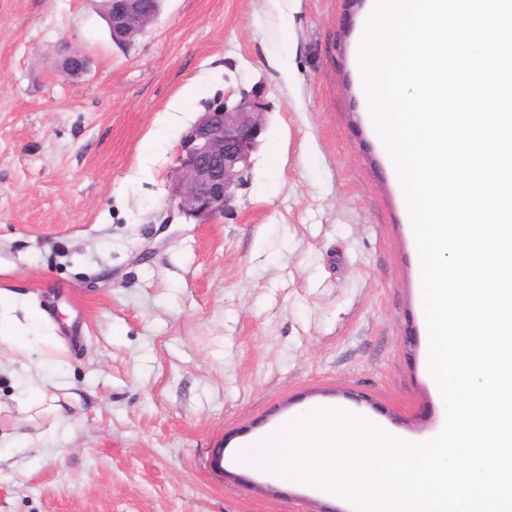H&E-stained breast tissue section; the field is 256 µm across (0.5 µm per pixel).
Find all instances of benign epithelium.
<instances>
[{
    "mask_svg": "<svg viewBox=\"0 0 512 512\" xmlns=\"http://www.w3.org/2000/svg\"><path fill=\"white\" fill-rule=\"evenodd\" d=\"M161 2L109 0L105 18L112 40L126 44L144 32L160 15ZM63 68L79 76L86 70V60L72 53L64 58ZM265 127V112L246 98L232 107L224 104L202 113L183 140L171 177V208L198 218L224 213Z\"/></svg>",
    "mask_w": 512,
    "mask_h": 512,
    "instance_id": "7a95c632",
    "label": "benign epithelium"
}]
</instances>
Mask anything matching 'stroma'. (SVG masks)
Here are the masks:
<instances>
[{"label":"stroma","mask_w":512,"mask_h":512,"mask_svg":"<svg viewBox=\"0 0 512 512\" xmlns=\"http://www.w3.org/2000/svg\"><path fill=\"white\" fill-rule=\"evenodd\" d=\"M369 3L164 0L120 48L101 0H0V290L70 406L0 447V512H353L238 453L317 406L439 425L357 69ZM244 97L267 118L245 185L221 216H170L183 137Z\"/></svg>","instance_id":"1"}]
</instances>
